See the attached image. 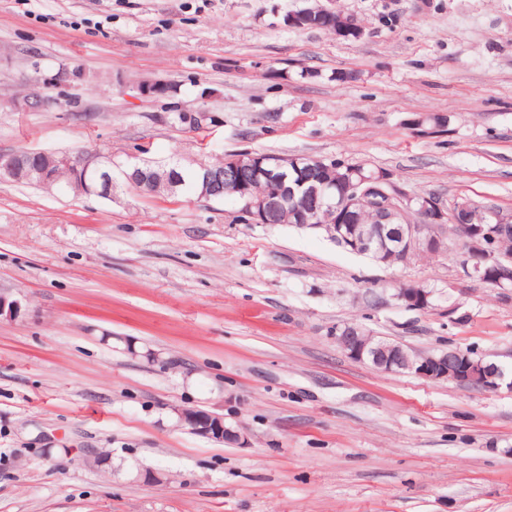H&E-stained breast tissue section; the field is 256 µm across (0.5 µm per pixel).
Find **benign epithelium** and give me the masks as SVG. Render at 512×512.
<instances>
[{
    "label": "benign epithelium",
    "instance_id": "obj_1",
    "mask_svg": "<svg viewBox=\"0 0 512 512\" xmlns=\"http://www.w3.org/2000/svg\"><path fill=\"white\" fill-rule=\"evenodd\" d=\"M323 22L331 21L333 11L326 7L317 12H290L285 16L287 26L303 28L313 17ZM112 156L98 153L47 152L21 150L0 155V178L17 181H35L43 186L58 183L57 169L65 167L78 176L100 170L103 162ZM202 176L198 178L197 195L212 200L226 195L237 199L242 205L241 214L247 224H271L273 217L284 207L291 211L296 224L311 230H323L327 236L351 252L375 253L377 260L385 262L384 254L395 251L400 260L407 264L412 258L424 252L443 254L448 245L434 233L435 225L452 220L469 227L471 241L464 260L459 262L464 273L470 277L480 276L490 282L503 285L512 282V263L508 264L494 257L486 244L502 226L512 222V215H492L483 206L469 200H462L452 209L442 203L427 200L421 209V223L393 227L396 214L404 211L411 196L405 192L390 191L389 178H361L354 182L351 176L342 178L337 201L321 206L318 200L326 182L320 179V163L310 157H290L288 163L273 164L265 154L229 160L224 170L211 172L205 164H199ZM128 181L136 189L149 188L151 176L138 165H133ZM265 182L266 193L258 198L251 193L253 184ZM368 204L379 212V224L366 227L356 223L357 210ZM496 225L486 227L489 217ZM431 294L420 288H402L389 298L410 310L431 308ZM22 309V300L9 294L0 293V319L17 317ZM336 343L349 358L368 362L384 372H395L404 368L417 377L427 380H448L459 386L492 390L499 386L502 370L493 363L473 360L470 355L458 350L443 351L425 355L414 361H406L395 347L383 346L375 341L371 333L358 325L351 324L336 330ZM194 431L198 434L230 442L241 440V434L224 426V418L214 413L199 411L194 419Z\"/></svg>",
    "mask_w": 512,
    "mask_h": 512
}]
</instances>
